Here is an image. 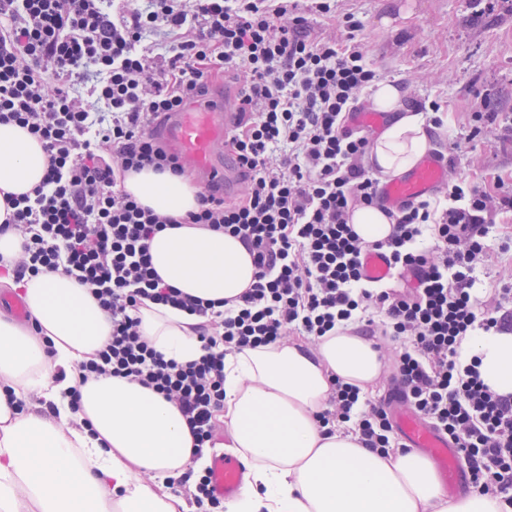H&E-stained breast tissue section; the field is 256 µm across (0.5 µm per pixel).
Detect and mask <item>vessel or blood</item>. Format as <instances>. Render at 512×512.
Segmentation results:
<instances>
[{"label": "vessel or blood", "instance_id": "1", "mask_svg": "<svg viewBox=\"0 0 512 512\" xmlns=\"http://www.w3.org/2000/svg\"><path fill=\"white\" fill-rule=\"evenodd\" d=\"M236 95L209 96L186 104L170 113L163 122V133L176 153L198 171L203 185L223 186L225 194L240 189L242 179L238 164L224 154V144L236 124ZM448 182V168L437 156L429 154L406 175L382 182L378 189L380 202L397 208L426 196ZM403 442L428 455L439 471L446 487L456 490L466 485L455 448L446 435L435 430L408 409L394 417ZM212 487L219 498H235L247 483L249 462L243 458L219 453L211 461Z\"/></svg>", "mask_w": 512, "mask_h": 512}]
</instances>
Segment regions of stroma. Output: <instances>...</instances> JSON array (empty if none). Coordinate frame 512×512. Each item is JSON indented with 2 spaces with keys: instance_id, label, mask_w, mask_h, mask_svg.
I'll list each match as a JSON object with an SVG mask.
<instances>
[{
  "instance_id": "1",
  "label": "stroma",
  "mask_w": 512,
  "mask_h": 512,
  "mask_svg": "<svg viewBox=\"0 0 512 512\" xmlns=\"http://www.w3.org/2000/svg\"><path fill=\"white\" fill-rule=\"evenodd\" d=\"M353 13L355 38L367 64L406 99L437 100L446 117L431 146L457 141L461 150L449 180L512 184V0H338L332 17L311 24L326 37L346 38L338 23ZM512 214H499L489 242L490 267L475 272L477 288L512 280Z\"/></svg>"
}]
</instances>
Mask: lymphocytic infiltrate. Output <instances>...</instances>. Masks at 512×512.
Wrapping results in <instances>:
<instances>
[{
    "instance_id": "f902f5d3",
    "label": "lymphocytic infiltrate",
    "mask_w": 512,
    "mask_h": 512,
    "mask_svg": "<svg viewBox=\"0 0 512 512\" xmlns=\"http://www.w3.org/2000/svg\"><path fill=\"white\" fill-rule=\"evenodd\" d=\"M335 0H0V122L26 129L47 168L32 192L6 194L20 249L16 280L61 273L90 289L111 323L108 342L75 371L80 382L127 378L178 406L193 458L214 456L224 410V359L247 348L318 341L336 330L372 340L391 369V393L369 396L331 379L327 430L370 450L398 447L394 396L455 445L473 492L512 508V395L492 391L469 336L512 330V289H475L487 265L493 214L512 212V186L448 183L442 198L388 211L392 230L367 242L353 210L379 204L365 165L369 134L351 128L379 76L354 38L317 34L310 16ZM239 82L240 117L226 147L243 170L240 196L198 193L174 218L124 192L128 172L185 174L158 138L168 113L207 95L213 79ZM237 237L256 272L232 308L165 284L149 252L159 232L183 225ZM432 246H424V238ZM383 254L395 276L375 283L363 256ZM198 316L197 359L166 358L146 342L143 301Z\"/></svg>"
}]
</instances>
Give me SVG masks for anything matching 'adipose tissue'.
<instances>
[{"mask_svg": "<svg viewBox=\"0 0 512 512\" xmlns=\"http://www.w3.org/2000/svg\"><path fill=\"white\" fill-rule=\"evenodd\" d=\"M372 99L395 119L375 139L369 162L381 175H401L430 147L425 121L392 84H376ZM46 164L25 129L0 124V222L4 193L29 192ZM124 189L142 206L174 217L198 207L199 189L185 176L146 169L129 173ZM149 251L165 283L198 299L235 298L254 278L244 245L221 232L187 224L167 229L153 237ZM0 285L20 287L36 321L31 332L0 318V379L10 386L0 390V512H190L185 500L139 478L143 470L167 477L190 466L193 439L177 406L124 378L83 384L74 372L110 335L98 302L59 273L20 282L8 277ZM140 317L145 339L166 357L200 356L194 316L149 303ZM460 351L479 357L491 389L512 394V333L466 337ZM382 367L371 341L347 330L321 337L310 357L293 344L226 356L222 420L232 447L254 462L252 482L228 512H501L487 495L448 498L422 454L375 453L352 434L319 426L331 378L365 391ZM74 387L81 395L76 411L67 397ZM29 395L54 402L57 418L34 406L24 412L11 406V397Z\"/></svg>", "mask_w": 512, "mask_h": 512, "instance_id": "adipose-tissue-1", "label": "adipose tissue"}]
</instances>
